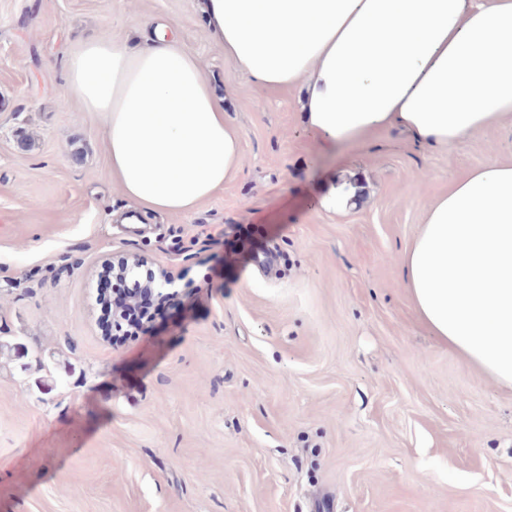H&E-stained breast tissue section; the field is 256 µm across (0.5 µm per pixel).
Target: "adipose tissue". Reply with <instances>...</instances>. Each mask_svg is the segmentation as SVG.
<instances>
[{
  "mask_svg": "<svg viewBox=\"0 0 512 512\" xmlns=\"http://www.w3.org/2000/svg\"><path fill=\"white\" fill-rule=\"evenodd\" d=\"M212 37L253 81L300 93L320 142L396 127L448 147L512 120V0H203ZM143 46L82 41L68 94L103 123L113 180L152 212H187L241 167L240 131L160 24ZM420 319L512 388V163L432 202L402 256Z\"/></svg>",
  "mask_w": 512,
  "mask_h": 512,
  "instance_id": "ef3b65f1",
  "label": "adipose tissue"
}]
</instances>
